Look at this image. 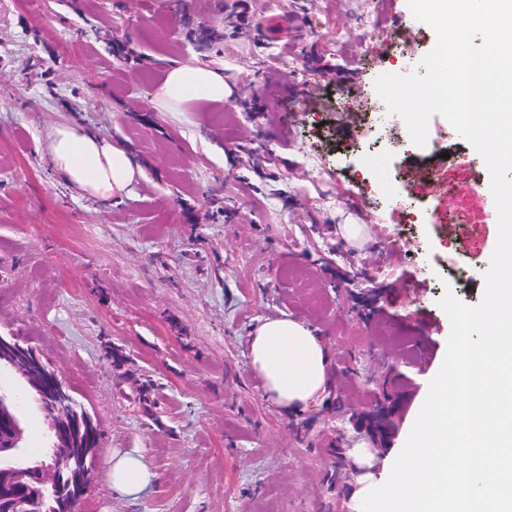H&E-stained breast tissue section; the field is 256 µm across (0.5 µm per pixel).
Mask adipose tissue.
Instances as JSON below:
<instances>
[{"label": "adipose tissue", "instance_id": "obj_1", "mask_svg": "<svg viewBox=\"0 0 512 512\" xmlns=\"http://www.w3.org/2000/svg\"><path fill=\"white\" fill-rule=\"evenodd\" d=\"M223 100V69L199 62L173 66L158 93L159 103L166 106ZM44 143L59 177L82 196L103 205L111 204L139 173L127 150L72 123L50 127ZM249 353L268 399L284 410H304L326 389L325 345L298 321L287 317L263 321L253 330Z\"/></svg>", "mask_w": 512, "mask_h": 512}]
</instances>
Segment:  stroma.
Returning a JSON list of instances; mask_svg holds the SVG:
<instances>
[{
  "label": "stroma",
  "mask_w": 512,
  "mask_h": 512,
  "mask_svg": "<svg viewBox=\"0 0 512 512\" xmlns=\"http://www.w3.org/2000/svg\"><path fill=\"white\" fill-rule=\"evenodd\" d=\"M408 11L0 0V335L31 345L104 432L79 512H354L359 480L399 448L446 355L439 301L480 303L498 220L485 162L448 120L432 116L418 147L376 91L435 45L424 23L413 46L384 50ZM211 61L223 103L155 105L173 65ZM56 123L131 153L140 173L111 205L51 168ZM463 213L476 221L458 241L442 219ZM282 314L328 352L324 397L303 412L271 403L249 362L255 325ZM10 384L38 457L48 421L20 376ZM383 389L385 439L337 415V400L358 414ZM337 446L351 465L330 483ZM128 453L154 474L133 499L112 486Z\"/></svg>",
  "instance_id": "35a3bbf8"
}]
</instances>
